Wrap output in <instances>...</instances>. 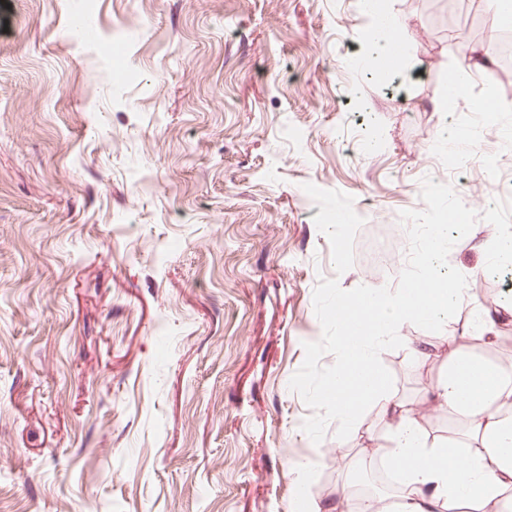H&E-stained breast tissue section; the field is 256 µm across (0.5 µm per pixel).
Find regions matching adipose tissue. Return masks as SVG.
I'll return each instance as SVG.
<instances>
[{
	"label": "adipose tissue",
	"mask_w": 512,
	"mask_h": 512,
	"mask_svg": "<svg viewBox=\"0 0 512 512\" xmlns=\"http://www.w3.org/2000/svg\"><path fill=\"white\" fill-rule=\"evenodd\" d=\"M343 351L323 400L338 420L353 422L361 401L386 397L364 326L342 330ZM462 425L458 438L427 434L398 410L392 458L403 488L398 512H492L512 500V373L473 355L448 354V375L431 394Z\"/></svg>",
	"instance_id": "ef3b65f1"
}]
</instances>
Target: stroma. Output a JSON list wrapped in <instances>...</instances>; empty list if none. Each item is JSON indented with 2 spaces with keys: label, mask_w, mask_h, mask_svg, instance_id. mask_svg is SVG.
<instances>
[{
  "label": "stroma",
  "mask_w": 512,
  "mask_h": 512,
  "mask_svg": "<svg viewBox=\"0 0 512 512\" xmlns=\"http://www.w3.org/2000/svg\"><path fill=\"white\" fill-rule=\"evenodd\" d=\"M85 2L110 54L72 41L73 0H0V512H302L305 486L333 512L392 420L380 399L347 439L303 432L313 291L398 276L336 273L302 186L352 196L363 235L424 210L426 177L479 213L512 199V72L473 35L500 9L382 0L392 97L361 0ZM472 128L443 170L440 136ZM476 226L449 254L458 312L380 355L427 430L455 431L425 400L449 348L512 360V319L491 344L473 328L512 315ZM394 24L393 18L386 11L382 10V16H379V24L369 28L368 38L371 39L375 53L373 56L369 55L364 58V62L368 66L373 67L375 58L379 54L381 56H388L390 48L396 46V42L392 38Z\"/></svg>",
  "instance_id": "stroma-1"
}]
</instances>
